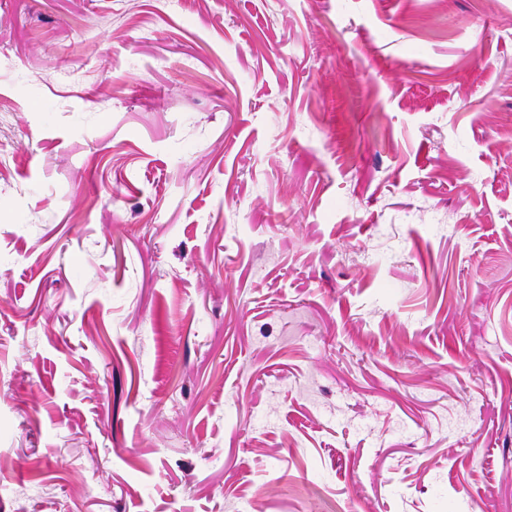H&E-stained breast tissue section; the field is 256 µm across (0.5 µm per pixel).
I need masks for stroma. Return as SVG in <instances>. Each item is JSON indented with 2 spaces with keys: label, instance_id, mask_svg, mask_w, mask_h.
<instances>
[{
  "label": "stroma",
  "instance_id": "obj_1",
  "mask_svg": "<svg viewBox=\"0 0 512 512\" xmlns=\"http://www.w3.org/2000/svg\"><path fill=\"white\" fill-rule=\"evenodd\" d=\"M0 512H512V0H0Z\"/></svg>",
  "mask_w": 512,
  "mask_h": 512
}]
</instances>
